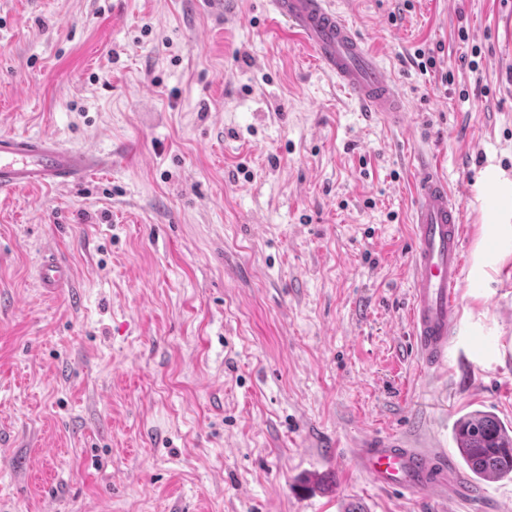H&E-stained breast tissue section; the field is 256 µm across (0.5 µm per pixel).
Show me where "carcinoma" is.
<instances>
[{
	"label": "carcinoma",
	"instance_id": "obj_1",
	"mask_svg": "<svg viewBox=\"0 0 512 512\" xmlns=\"http://www.w3.org/2000/svg\"><path fill=\"white\" fill-rule=\"evenodd\" d=\"M454 439L473 480L512 478V429L495 415L482 410L462 415Z\"/></svg>",
	"mask_w": 512,
	"mask_h": 512
}]
</instances>
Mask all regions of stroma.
Instances as JSON below:
<instances>
[{
  "label": "stroma",
  "mask_w": 512,
  "mask_h": 512,
  "mask_svg": "<svg viewBox=\"0 0 512 512\" xmlns=\"http://www.w3.org/2000/svg\"><path fill=\"white\" fill-rule=\"evenodd\" d=\"M404 94L359 111L264 0H0V134L111 152L0 195V512H446L356 470L403 434L456 468L462 415L512 426V0H335ZM436 64L423 70L420 52ZM472 258L445 369L408 320L421 146ZM77 279L41 296L45 248ZM512 479L456 512H501ZM482 179L494 186V191L483 200L484 212H488L485 224H511L512 180L494 167L486 168Z\"/></svg>",
  "instance_id": "stroma-1"
}]
</instances>
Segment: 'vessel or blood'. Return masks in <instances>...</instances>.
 Listing matches in <instances>:
<instances>
[{
  "mask_svg": "<svg viewBox=\"0 0 512 512\" xmlns=\"http://www.w3.org/2000/svg\"><path fill=\"white\" fill-rule=\"evenodd\" d=\"M266 6L309 48L323 70L348 90L361 111L406 122V102L386 68L333 0H267ZM111 154L61 146L47 136L0 135V192L19 187L72 189L111 168ZM411 211V341L425 370L446 365L465 288L466 226L458 197L433 153L421 151L413 179ZM37 283L50 295L73 283L71 268L53 251L38 263ZM352 461L376 487L409 495L433 493L456 503L463 477L445 455L408 447L403 438L372 436L353 449Z\"/></svg>",
  "mask_w": 512,
  "mask_h": 512,
  "instance_id": "b4317fda",
  "label": "vessel or blood"
}]
</instances>
